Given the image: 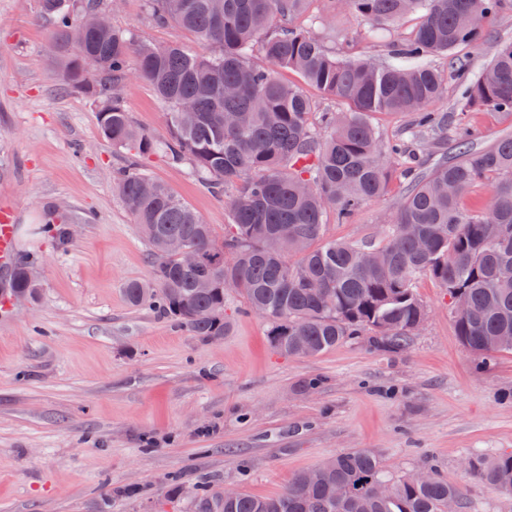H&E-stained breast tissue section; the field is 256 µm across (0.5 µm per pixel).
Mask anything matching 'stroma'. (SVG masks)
<instances>
[{
	"instance_id": "obj_1",
	"label": "stroma",
	"mask_w": 512,
	"mask_h": 512,
	"mask_svg": "<svg viewBox=\"0 0 512 512\" xmlns=\"http://www.w3.org/2000/svg\"><path fill=\"white\" fill-rule=\"evenodd\" d=\"M319 8L313 0L305 18L329 51L382 65L421 21L407 15L375 39L369 24L340 13L330 35L315 21ZM111 21L140 41L205 49L154 22L145 0H116ZM51 30L39 0H0V207L40 287L27 308L0 306V512H193V490L273 496L357 448L380 459L389 480L431 471L465 484L466 512H512V496L465 469L474 455L512 453V354L464 348L430 279L416 284L426 319L400 352L356 336L314 357L279 355L268 321L236 293L218 341L155 306L128 305L126 284L151 277L149 245L114 190L130 156L102 137L95 103L63 93ZM507 40L512 9L486 37L427 62L475 76ZM123 96L136 126L164 140L166 109L149 85L128 80ZM457 102L452 91L434 109L452 125L468 120L480 146L512 135V113H467ZM140 165L223 234V196L189 167L157 155ZM406 185L394 176L350 223H329L328 236L372 238ZM46 224L75 233L61 242Z\"/></svg>"
}]
</instances>
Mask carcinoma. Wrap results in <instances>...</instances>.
<instances>
[{
  "mask_svg": "<svg viewBox=\"0 0 512 512\" xmlns=\"http://www.w3.org/2000/svg\"><path fill=\"white\" fill-rule=\"evenodd\" d=\"M39 0L53 21L52 49L64 89L96 103L102 136L141 158L156 153L172 165L188 164L210 188L224 192L229 224L224 238L166 185L133 163L115 182L129 215L151 245V279L131 281L128 303L147 301L196 336H222L224 281L240 283L249 307L270 324L271 345L286 357L317 356L354 336L371 333L385 349L403 350L426 318L415 283L427 276L443 288L456 336L486 358L512 353V136L477 146L467 130L453 134L455 156L441 157L410 180L383 236L358 243L326 235L328 220L347 224L366 203L385 196L394 168L407 167L405 150L384 145L375 114H406L417 139H448V116L432 110L448 83L462 88L470 111L512 112V40L502 43L477 76L444 74L422 63L432 53H452L481 39L493 17L512 0H324L321 23L340 10L373 24L421 14L414 35L397 44L400 62L387 68L372 59L328 54L299 23L310 0H147L150 13L218 50L188 54L179 46L134 40L109 26L88 30L83 44L73 29L102 0ZM260 53L267 66L249 62ZM136 58L137 78L166 106L168 137L161 143L137 129L121 89ZM289 69L347 110L324 112L298 85L283 81ZM492 182L488 203L468 207L476 184ZM196 250L195 266L181 262L166 242ZM203 279L209 288H199ZM9 292L39 295L34 261L20 255L10 268ZM463 301L466 308L456 309ZM305 338V348L295 345ZM322 480L296 475L279 494L259 498L239 492L222 500L197 495L195 512H443L448 499L465 505V488L435 474L403 479L385 496L386 481L367 449L336 455ZM469 474L512 493V454L475 456Z\"/></svg>",
  "mask_w": 512,
  "mask_h": 512,
  "instance_id": "obj_1",
  "label": "carcinoma"
}]
</instances>
